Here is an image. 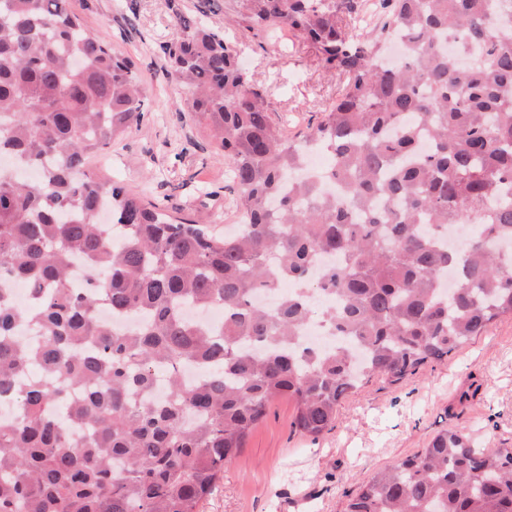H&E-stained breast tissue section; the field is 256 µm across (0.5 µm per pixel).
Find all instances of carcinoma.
Instances as JSON below:
<instances>
[{
    "mask_svg": "<svg viewBox=\"0 0 512 512\" xmlns=\"http://www.w3.org/2000/svg\"><path fill=\"white\" fill-rule=\"evenodd\" d=\"M366 2L234 0V23L301 36L344 78L295 135L236 44L180 19L170 72L242 209L220 229L92 166L140 120L134 63L68 0H0V155L39 170L0 172V401L16 406L0 512H199L273 402L316 440L371 379L400 383L512 315V0H376L367 27ZM315 149L330 168L304 176ZM452 224L471 232L450 251ZM211 308L216 326L185 316ZM311 321L344 342L305 341ZM346 512H512V448L443 430Z\"/></svg>",
    "mask_w": 512,
    "mask_h": 512,
    "instance_id": "carcinoma-1",
    "label": "carcinoma"
}]
</instances>
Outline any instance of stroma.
<instances>
[{
	"label": "stroma",
	"mask_w": 512,
	"mask_h": 512,
	"mask_svg": "<svg viewBox=\"0 0 512 512\" xmlns=\"http://www.w3.org/2000/svg\"><path fill=\"white\" fill-rule=\"evenodd\" d=\"M88 29L138 68L143 115L94 161L152 201L190 211L209 224H233L240 209L226 188L227 163L210 145L170 73L164 47L182 16L201 18L238 46L277 116L300 126L335 97L330 75L302 39L225 25L227 0H68ZM293 406L276 402L240 453L224 467L201 512H344L348 498L376 472L414 455L446 429L463 427L489 448H512V317L447 360L392 385L370 380L340 408L335 427L312 440L291 430Z\"/></svg>",
	"instance_id": "stroma-1"
}]
</instances>
